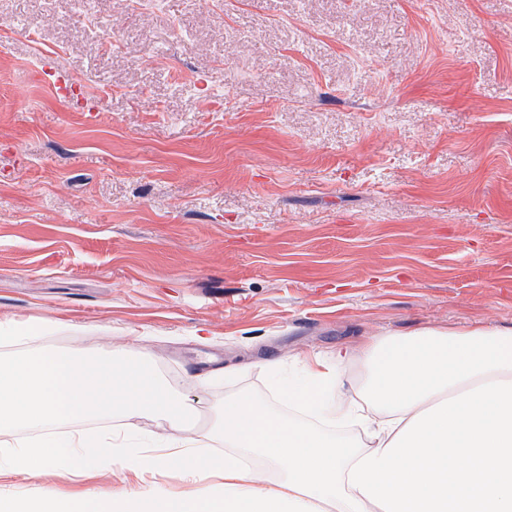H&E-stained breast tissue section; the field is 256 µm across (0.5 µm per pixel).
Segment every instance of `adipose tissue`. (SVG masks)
Listing matches in <instances>:
<instances>
[{"label":"adipose tissue","mask_w":512,"mask_h":512,"mask_svg":"<svg viewBox=\"0 0 512 512\" xmlns=\"http://www.w3.org/2000/svg\"><path fill=\"white\" fill-rule=\"evenodd\" d=\"M352 361L361 373L350 386ZM274 377L278 402L308 420L241 392L205 428L136 351L21 354L0 363V430L13 435L0 445V475L116 462L137 478L163 466L222 482V493L179 498L116 488L98 494L97 512H512V331L371 336ZM143 414L175 437L48 433L74 417ZM350 425L364 441L338 437Z\"/></svg>","instance_id":"ef3b65f1"}]
</instances>
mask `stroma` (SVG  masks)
<instances>
[{"instance_id": "35a3bbf8", "label": "stroma", "mask_w": 512, "mask_h": 512, "mask_svg": "<svg viewBox=\"0 0 512 512\" xmlns=\"http://www.w3.org/2000/svg\"><path fill=\"white\" fill-rule=\"evenodd\" d=\"M98 9L95 51L72 0H0L37 28L0 27V321L48 324L0 360L124 346L206 411L367 336L512 331V0Z\"/></svg>"}]
</instances>
